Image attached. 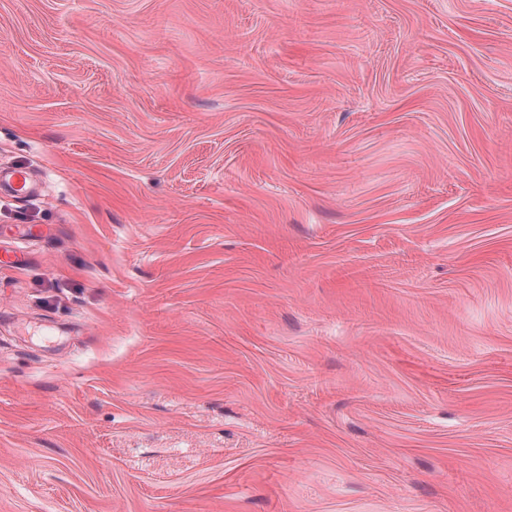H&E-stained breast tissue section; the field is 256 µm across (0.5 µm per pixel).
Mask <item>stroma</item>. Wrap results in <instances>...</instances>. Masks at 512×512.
Wrapping results in <instances>:
<instances>
[{
  "label": "stroma",
  "instance_id": "obj_1",
  "mask_svg": "<svg viewBox=\"0 0 512 512\" xmlns=\"http://www.w3.org/2000/svg\"><path fill=\"white\" fill-rule=\"evenodd\" d=\"M0 512H512V0H0Z\"/></svg>",
  "mask_w": 512,
  "mask_h": 512
}]
</instances>
